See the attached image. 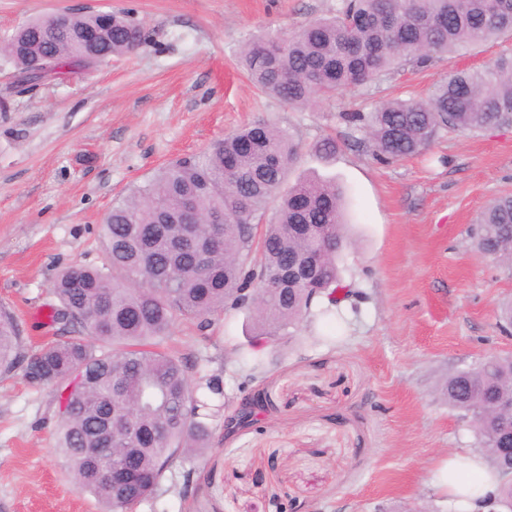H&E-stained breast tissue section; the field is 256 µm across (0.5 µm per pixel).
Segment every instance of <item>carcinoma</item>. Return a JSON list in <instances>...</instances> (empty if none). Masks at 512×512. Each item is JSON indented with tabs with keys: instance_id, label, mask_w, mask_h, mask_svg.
Returning <instances> with one entry per match:
<instances>
[{
	"instance_id": "carcinoma-1",
	"label": "carcinoma",
	"mask_w": 512,
	"mask_h": 512,
	"mask_svg": "<svg viewBox=\"0 0 512 512\" xmlns=\"http://www.w3.org/2000/svg\"><path fill=\"white\" fill-rule=\"evenodd\" d=\"M505 37L512 38V0H342L334 16L252 37L240 59L260 91L301 106ZM146 40L124 12H67L22 24L0 53L15 71L39 69L46 81L66 67L131 55ZM345 118L379 163L422 153L445 128L512 127V52L452 73L426 100L385 101ZM296 157L288 130L258 120L136 185L104 219V263H75L54 282L50 320L63 336L53 347L27 354L14 316L0 308V371L23 361L30 382L47 386L83 374L57 447L77 489L104 512H128L152 497L166 472L208 447L211 413L200 391L222 397L224 383L174 348L177 323L204 328L211 316L247 313V346L235 344L230 354L248 360L254 382L266 374L268 345L305 321H335L341 299L356 295L339 269L344 192L334 180L288 184ZM276 197L275 217L257 238L255 221ZM189 208L203 223H185ZM474 239L480 256L512 270V195L483 208ZM307 253L317 255L314 276L285 278L288 260ZM441 393L468 419L500 476L484 504L512 512V455L503 452L512 442L486 411L492 395L512 399V355L448 374ZM106 447L112 457L93 461L90 449ZM115 464L133 471L130 485L108 479Z\"/></svg>"
}]
</instances>
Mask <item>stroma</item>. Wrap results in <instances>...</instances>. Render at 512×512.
<instances>
[{
	"label": "stroma",
	"instance_id": "obj_1",
	"mask_svg": "<svg viewBox=\"0 0 512 512\" xmlns=\"http://www.w3.org/2000/svg\"><path fill=\"white\" fill-rule=\"evenodd\" d=\"M341 0H0V39L37 16L126 11L147 31L134 54L11 93L0 57V306L25 350L55 340L48 319L61 270L103 260L100 225L113 203L168 161L203 151L257 119L287 128L299 147L289 181L331 178L347 192L340 266L358 293L332 326L267 347L260 387L273 406L254 427L231 420L246 370L228 349L244 342L245 313L213 317L188 356L221 374L230 402L211 421L190 479L131 512H469L439 485L449 456L478 452L468 422L436 387L448 372L512 353L497 320L512 272L479 258L481 208L512 194V128L441 130L422 154L374 161L344 113L432 94L448 74L480 69L512 40L407 65L380 83L292 107L258 92L238 65L264 31L297 30ZM332 137L333 157L314 144ZM59 404L25 364L0 373V512H102L54 452Z\"/></svg>",
	"mask_w": 512,
	"mask_h": 512
}]
</instances>
